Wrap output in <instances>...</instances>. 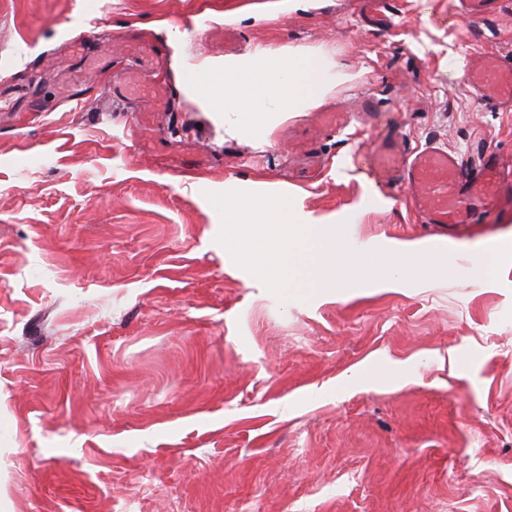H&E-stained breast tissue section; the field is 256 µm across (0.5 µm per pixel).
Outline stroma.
Returning <instances> with one entry per match:
<instances>
[{
  "label": "stroma",
  "mask_w": 512,
  "mask_h": 512,
  "mask_svg": "<svg viewBox=\"0 0 512 512\" xmlns=\"http://www.w3.org/2000/svg\"><path fill=\"white\" fill-rule=\"evenodd\" d=\"M82 2L0 0V512H512V215L433 239L403 194L368 204L369 126L318 134L367 93L411 144L512 163V112L466 81L512 53V8L390 0L382 30L361 0ZM228 25L354 79L268 137L187 85L172 114L106 91L155 48L176 80L223 69ZM229 190L288 194L352 255L422 241L459 270L278 302L216 241L205 194ZM458 4L466 16L477 22L509 7V2L505 0H459Z\"/></svg>",
  "instance_id": "35a3bbf8"
}]
</instances>
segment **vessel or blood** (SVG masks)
Here are the masks:
<instances>
[{
	"mask_svg": "<svg viewBox=\"0 0 512 512\" xmlns=\"http://www.w3.org/2000/svg\"><path fill=\"white\" fill-rule=\"evenodd\" d=\"M460 10L480 21L505 8L506 0H458ZM466 79L487 108L512 110V57L485 54L470 68ZM197 86L200 73L188 71L182 81L160 85V100L166 111L179 107L183 83ZM364 168L381 189L369 202H383L382 191L408 192L421 223L432 235L455 238L475 232L484 213L512 209V172L491 150H483L478 163L466 164L462 156L437 141L411 145L401 128L384 124L362 156Z\"/></svg>",
	"mask_w": 512,
	"mask_h": 512,
	"instance_id": "vessel-or-blood-1",
	"label": "vessel or blood"
}]
</instances>
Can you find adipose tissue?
I'll return each mask as SVG.
<instances>
[{"label": "adipose tissue", "mask_w": 512, "mask_h": 512, "mask_svg": "<svg viewBox=\"0 0 512 512\" xmlns=\"http://www.w3.org/2000/svg\"><path fill=\"white\" fill-rule=\"evenodd\" d=\"M350 73L326 75V61L288 48L260 47L224 63V89L213 101L224 111L228 132L272 133L275 119L302 112L335 94Z\"/></svg>", "instance_id": "obj_1"}]
</instances>
